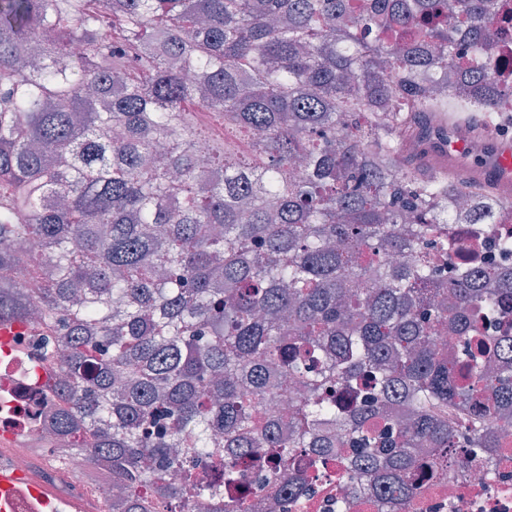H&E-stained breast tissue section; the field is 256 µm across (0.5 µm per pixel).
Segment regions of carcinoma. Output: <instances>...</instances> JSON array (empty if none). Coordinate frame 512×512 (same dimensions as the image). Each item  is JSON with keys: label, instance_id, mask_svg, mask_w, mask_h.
Listing matches in <instances>:
<instances>
[{"label": "carcinoma", "instance_id": "obj_1", "mask_svg": "<svg viewBox=\"0 0 512 512\" xmlns=\"http://www.w3.org/2000/svg\"><path fill=\"white\" fill-rule=\"evenodd\" d=\"M499 0H0V279L32 239L40 358L61 360L57 432L152 512L140 486L224 501L259 448H347L376 494L413 492L420 448L491 457L512 420V265L448 270L443 213L458 195L500 216L499 194L448 182L402 154L414 116L448 119L439 76L460 65L455 122L499 137ZM224 125L198 190L194 144ZM124 302L112 310V301ZM30 302L0 293V321ZM499 325L485 333L487 320ZM458 333L453 366L432 347ZM303 396L276 434L271 380ZM362 391L344 414L336 390ZM472 416L448 429L439 412ZM336 415L337 436L317 427ZM208 453L218 479L196 469ZM179 464L183 483L171 486Z\"/></svg>", "mask_w": 512, "mask_h": 512}]
</instances>
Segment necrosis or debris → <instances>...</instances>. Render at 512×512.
<instances>
[{"label": "necrosis or debris", "mask_w": 512, "mask_h": 512, "mask_svg": "<svg viewBox=\"0 0 512 512\" xmlns=\"http://www.w3.org/2000/svg\"><path fill=\"white\" fill-rule=\"evenodd\" d=\"M511 234L512 224H479L466 211H455L448 227L449 239L458 241L450 254L454 267L493 272L498 258L492 253L473 256V239ZM36 321L14 326L11 335L0 336V462L10 465L24 487L38 486L46 499L27 495L13 512H112L115 482L108 472L95 468L87 455L64 445L44 421L60 401L46 389L38 357L33 354ZM37 441L41 452L23 448V440ZM506 462L494 464L472 448L449 449L439 471L429 478L414 479V492L405 500L379 508L374 493L353 479L345 462L332 460L311 470L298 494L287 504L272 503L258 483L241 493V512H341L339 503L349 500V512H512V428L505 437Z\"/></svg>", "instance_id": "1"}]
</instances>
